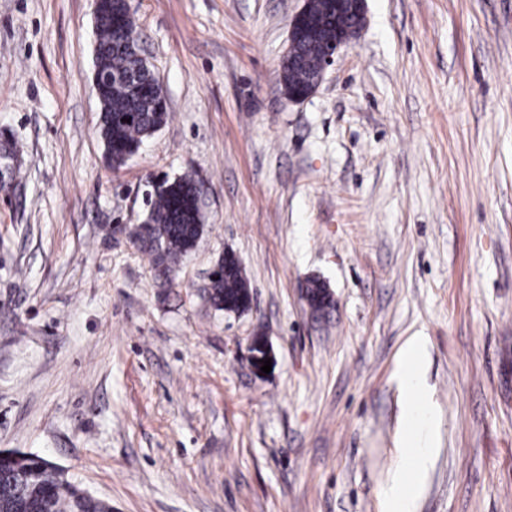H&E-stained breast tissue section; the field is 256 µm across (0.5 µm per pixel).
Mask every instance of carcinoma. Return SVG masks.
<instances>
[{
    "label": "carcinoma",
    "mask_w": 512,
    "mask_h": 512,
    "mask_svg": "<svg viewBox=\"0 0 512 512\" xmlns=\"http://www.w3.org/2000/svg\"><path fill=\"white\" fill-rule=\"evenodd\" d=\"M312 15L320 17L317 33L289 45L287 61L282 65L284 89L305 85L320 69L323 46L336 38V24L326 19L327 0H310ZM135 29V21L126 0H101L97 21L98 47L103 71L114 75L104 89L99 132L112 167L124 165L126 149L140 146L152 135L155 126H163L168 111H159L162 97L159 86L147 76V90L126 82L125 76L139 66V59L121 45L123 32ZM198 181L184 174L167 181L149 202L145 221L133 237L140 250L153 257L158 275L169 277L180 260L197 245L204 232ZM207 284L211 306L236 313L252 303L249 284L238 257L230 253L217 263ZM311 313L318 317L332 309L331 293L319 280L312 282L307 297ZM0 509L3 512H112V504L95 498L71 482L57 469L43 463L42 457L23 454L0 462Z\"/></svg>",
    "instance_id": "obj_1"
}]
</instances>
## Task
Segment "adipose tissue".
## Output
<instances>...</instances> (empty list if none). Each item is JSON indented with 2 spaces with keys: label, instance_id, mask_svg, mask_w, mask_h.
Listing matches in <instances>:
<instances>
[{
  "label": "adipose tissue",
  "instance_id": "adipose-tissue-1",
  "mask_svg": "<svg viewBox=\"0 0 512 512\" xmlns=\"http://www.w3.org/2000/svg\"><path fill=\"white\" fill-rule=\"evenodd\" d=\"M425 349V339L421 336L410 337L403 351V369L400 375V384L405 388L408 401L406 415L412 422L427 421L428 426L422 440L416 444L413 452L406 459L407 471L421 473L429 463V450L434 443L436 422L435 410L430 403L420 374L417 362Z\"/></svg>",
  "mask_w": 512,
  "mask_h": 512
}]
</instances>
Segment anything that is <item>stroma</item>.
<instances>
[{
    "mask_svg": "<svg viewBox=\"0 0 512 512\" xmlns=\"http://www.w3.org/2000/svg\"><path fill=\"white\" fill-rule=\"evenodd\" d=\"M129 5L171 118L115 169L93 0H0V142L23 152L0 189V448L112 512H383L422 336L416 512H512V0H366L299 102L279 73L304 0ZM188 172L205 229L164 281L132 232ZM227 251L241 315L205 296ZM306 303L316 317L325 316L333 308L331 293L327 291L326 285L319 280L312 282ZM425 338L422 336L410 337L403 351V369L400 375V384L405 388L408 401L406 405V416L415 423H418L425 417L427 428L423 434L422 440L415 434V448L407 456L405 469L400 472L398 483L387 493L390 499V509L386 512H414L415 500L411 495L406 494L401 486L403 484L407 471L420 474L426 469L429 463V448L434 443L435 410L430 403L419 371H417V362L420 354L425 349ZM422 443V444H421Z\"/></svg>",
    "mask_w": 512,
    "mask_h": 512,
    "instance_id": "obj_1",
    "label": "stroma"
}]
</instances>
